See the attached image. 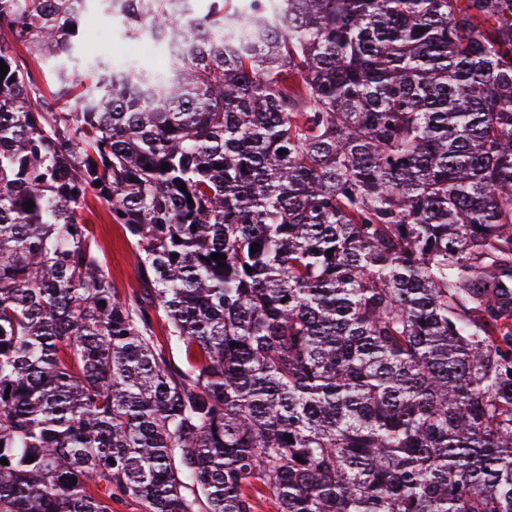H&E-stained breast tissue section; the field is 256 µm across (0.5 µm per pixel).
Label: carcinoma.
<instances>
[{
    "label": "carcinoma",
    "mask_w": 512,
    "mask_h": 512,
    "mask_svg": "<svg viewBox=\"0 0 512 512\" xmlns=\"http://www.w3.org/2000/svg\"><path fill=\"white\" fill-rule=\"evenodd\" d=\"M0 60V512H512V0H0ZM83 25L88 31V39L83 47L87 58L103 57L112 60L113 64L137 63L147 68L157 69L165 53L162 45L154 48L148 47L143 41L146 36L139 39H128L123 36L117 25H112L109 17L95 11H90L83 18ZM90 40L93 42L91 43ZM144 44L145 49L136 56H128L124 48ZM11 54L16 58V60L21 66L26 67L31 72L35 82L38 84L41 90L47 95L49 93L50 87L52 88L47 67L37 59H34L29 54V52L22 46H14ZM91 205L93 214L86 213V216L91 223L105 271L119 293L139 292L141 288L132 273L134 248L130 235L121 226L110 223L106 204L96 201ZM162 319L163 317H159V322L155 324V336H157L158 347L165 351V354L173 363L180 366H187L189 358L186 355L184 347L176 344L167 337L165 331L167 323Z\"/></svg>",
    "instance_id": "1"
}]
</instances>
